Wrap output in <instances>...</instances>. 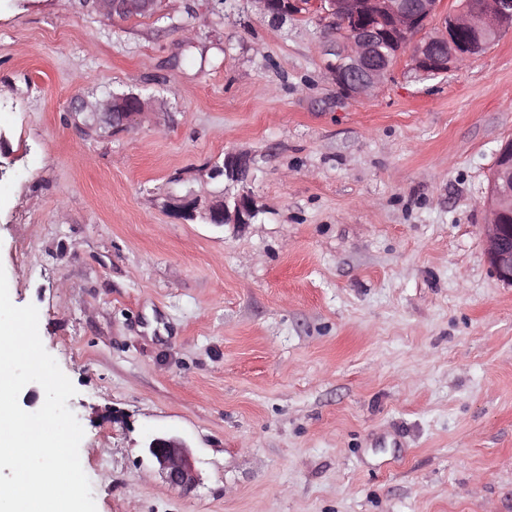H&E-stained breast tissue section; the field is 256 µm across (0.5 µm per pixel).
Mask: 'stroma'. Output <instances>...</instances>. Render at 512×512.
<instances>
[{"mask_svg": "<svg viewBox=\"0 0 512 512\" xmlns=\"http://www.w3.org/2000/svg\"><path fill=\"white\" fill-rule=\"evenodd\" d=\"M336 30L256 0H0V267L73 383L97 512H512V286L483 226L512 139V28L464 66L341 94ZM133 92L137 130L74 99ZM248 155L262 214L168 192ZM180 183H172L174 174ZM185 440L183 491L142 449ZM156 0H92L95 10L106 19H126L137 15H152ZM85 106L84 102H80L76 107L78 112H75V116L84 114V122L90 128L112 127V132L135 130L148 113L144 112L146 102L140 96L107 101L104 103L103 112H82ZM248 167L249 160L246 157L228 152L224 155L223 189L204 198L192 191L182 196L166 195L163 206L185 220L201 219L204 224L216 227L251 224L261 210L256 207L253 197L243 185L245 179L241 171L248 170Z\"/></svg>", "mask_w": 512, "mask_h": 512, "instance_id": "obj_1", "label": "stroma"}]
</instances>
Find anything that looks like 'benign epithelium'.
<instances>
[{"label": "benign epithelium", "instance_id": "7a95c632", "mask_svg": "<svg viewBox=\"0 0 512 512\" xmlns=\"http://www.w3.org/2000/svg\"><path fill=\"white\" fill-rule=\"evenodd\" d=\"M156 0H92L95 10L106 19H126L155 13ZM260 9L275 15L277 5H288V12L300 13L302 0H256ZM442 0H315L313 13L322 19L345 25L343 38L323 48L330 57L329 69L342 93L351 98L377 89L406 49H411L410 70L425 78L446 74L484 47L493 43L502 29L512 27V0H480L475 7L462 0L449 11H442ZM437 26H431L433 20ZM432 32H427L428 27ZM420 40L409 45V37ZM146 102L139 96L104 103L101 112L84 113L91 128L110 127L130 132L145 116ZM246 157L224 155V188L202 197L192 191L165 196L164 208L185 220H203L223 227L252 223L258 210L250 192L243 187L241 171L248 169ZM495 168L502 185L489 189L486 206L489 221L484 225L489 263L497 278L512 286V141L500 150ZM148 459L165 482L183 489L198 479L188 445L170 434L154 435L145 445Z\"/></svg>", "mask_w": 512, "mask_h": 512}]
</instances>
